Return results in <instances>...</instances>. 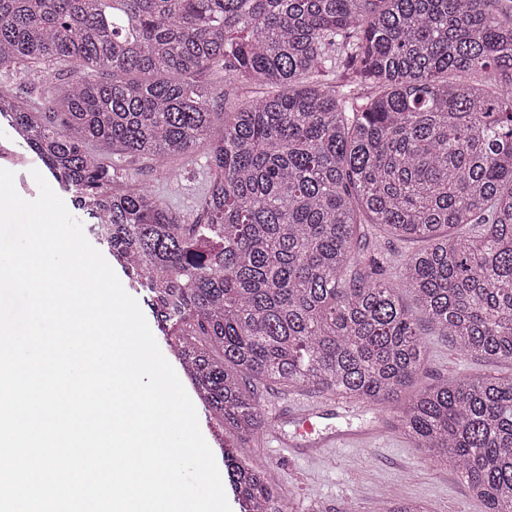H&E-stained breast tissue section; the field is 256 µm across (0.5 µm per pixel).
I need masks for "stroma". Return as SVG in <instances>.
Wrapping results in <instances>:
<instances>
[{
	"instance_id": "stroma-1",
	"label": "stroma",
	"mask_w": 512,
	"mask_h": 512,
	"mask_svg": "<svg viewBox=\"0 0 512 512\" xmlns=\"http://www.w3.org/2000/svg\"><path fill=\"white\" fill-rule=\"evenodd\" d=\"M173 177L157 180L145 172L141 180L160 196L173 212L192 218L208 184L205 149H197L175 163ZM426 379L492 372L507 374L512 366L461 354L446 337L422 326ZM243 456L262 470L268 480L289 493L293 512H373L387 489L417 501L426 512H483L448 465L435 462L409 440L392 430L377 435L359 448H335L329 458L297 459L268 448L243 449Z\"/></svg>"
}]
</instances>
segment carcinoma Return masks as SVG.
<instances>
[{
    "label": "carcinoma",
    "instance_id": "carcinoma-1",
    "mask_svg": "<svg viewBox=\"0 0 512 512\" xmlns=\"http://www.w3.org/2000/svg\"><path fill=\"white\" fill-rule=\"evenodd\" d=\"M2 70L54 76L38 105L0 88V117L106 225L220 432L261 436L263 386L367 404L512 512V373L420 381L423 323L512 364V0H0ZM198 148L189 223L105 160L164 176ZM379 232L426 246L392 278ZM233 448L240 512H287Z\"/></svg>",
    "mask_w": 512,
    "mask_h": 512
}]
</instances>
